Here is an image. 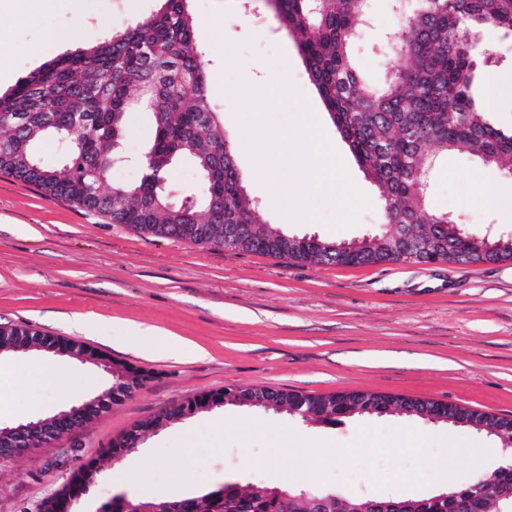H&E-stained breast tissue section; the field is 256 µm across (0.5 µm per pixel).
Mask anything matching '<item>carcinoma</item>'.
<instances>
[{
  "label": "carcinoma",
  "instance_id": "1",
  "mask_svg": "<svg viewBox=\"0 0 512 512\" xmlns=\"http://www.w3.org/2000/svg\"><path fill=\"white\" fill-rule=\"evenodd\" d=\"M160 8L133 27L93 41L88 47L44 63L0 95V172L35 186L44 195L65 199L103 214L116 224L161 238L225 247L224 235L240 224L254 240L251 252L315 265H363L414 260L413 253L383 254L377 241L392 232L432 234L453 258L472 263L512 259V237L491 238L470 230L446 214L425 209L422 175L434 171L450 152L467 154L486 166L512 173V129L499 127L486 110L477 71L475 45L489 26L512 30V0H414L397 13L399 39L385 53L411 60L408 68L386 67L384 81L372 85L361 74L354 46L372 18V0H282L279 16L294 37L311 83L364 173L379 188L386 230L340 244L314 246L303 235L285 232L263 218L225 156L224 126L209 102L205 65L194 43L190 0H160ZM153 114L156 132L144 151L147 177L137 185H102L118 158L132 103ZM52 138L63 162L45 166L38 143ZM188 159L201 176L197 196L169 207L164 179L173 164ZM123 206L112 208V196ZM41 332L27 324L0 325V345L28 346ZM116 404L131 398L150 375L124 362H112ZM227 389L204 392L138 424L148 430L161 421L224 406ZM263 408L286 406L296 392L253 388ZM364 392L307 397V418L331 422L336 414L364 407ZM139 439L136 433L112 442L107 455L118 461ZM101 466L95 459L77 464L66 483L42 499L39 512H72ZM489 470L476 473L458 490L448 512H506L512 508V473L499 476L491 489ZM288 500L257 485L242 491L225 484L180 500L182 512H308L311 496L286 490Z\"/></svg>",
  "mask_w": 512,
  "mask_h": 512
}]
</instances>
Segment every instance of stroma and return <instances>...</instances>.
I'll return each mask as SVG.
<instances>
[{
  "label": "stroma",
  "instance_id": "1",
  "mask_svg": "<svg viewBox=\"0 0 512 512\" xmlns=\"http://www.w3.org/2000/svg\"><path fill=\"white\" fill-rule=\"evenodd\" d=\"M32 0H0V93L45 62L100 34L122 30L154 12L158 0H54L27 21ZM375 27L354 48L358 67L380 82L385 59L377 32L395 25L392 0H374ZM194 38L205 54L207 96L224 123L226 145L268 223L291 234L349 241L382 221L380 193L355 161L311 84L297 44L270 0H191ZM482 79L512 82V32L489 29ZM275 65L285 94L243 96L257 66ZM317 113L336 147L350 190L335 202L319 189L301 192L299 148L305 119ZM150 112L129 113L122 152L110 174L134 184L130 164L152 142ZM270 166L269 178L258 173ZM512 188V176L456 154L441 159L426 194L428 213H446L473 229L512 234V212L470 201ZM300 192L287 213L278 193ZM87 327L74 324L75 316ZM25 323L78 342L106 358L151 372L122 405L14 461L0 512H37L80 461L106 471L76 512H97L114 498L186 499L232 483L333 490L370 498H425L470 484L475 464L498 456L494 434L402 415L301 422L288 414L227 404L145 431L131 460L150 461L151 491L112 482L104 452L142 421L193 395L224 387L268 386L319 396L336 391L403 394L512 415V261L423 265L394 261L361 266L291 264L253 253L210 249L138 234L123 224L0 173V323ZM166 330L204 356L152 357L124 327ZM39 351L0 354L14 363L0 383V425L46 417L106 393L112 375L66 355L50 358L55 386L32 371ZM203 447H192L198 434ZM419 448L406 447L408 437Z\"/></svg>",
  "mask_w": 512,
  "mask_h": 512
}]
</instances>
